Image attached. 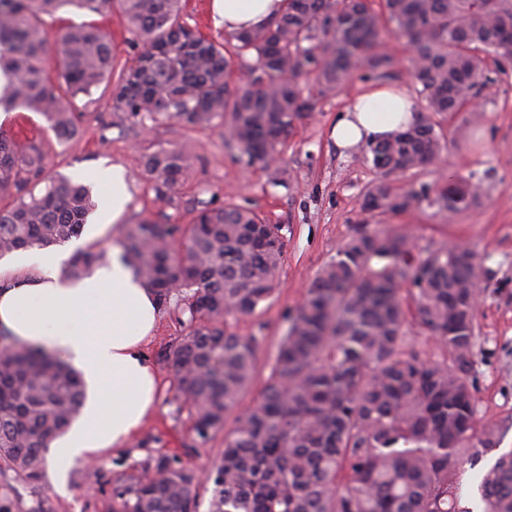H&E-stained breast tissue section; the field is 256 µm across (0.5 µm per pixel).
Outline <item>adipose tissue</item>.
Here are the masks:
<instances>
[{
	"instance_id": "ef3b65f1",
	"label": "adipose tissue",
	"mask_w": 512,
	"mask_h": 512,
	"mask_svg": "<svg viewBox=\"0 0 512 512\" xmlns=\"http://www.w3.org/2000/svg\"><path fill=\"white\" fill-rule=\"evenodd\" d=\"M212 9L225 32L236 33L268 25L281 15L283 0H212ZM415 119L405 90L376 86L350 99L330 137L340 154L349 155ZM81 247L74 241L0 262V333L74 366L88 387L81 417L52 443L49 466L61 482L71 462L120 447L134 435L158 392L142 352L158 314L153 291L116 258L95 264L80 282L64 280V263Z\"/></svg>"
}]
</instances>
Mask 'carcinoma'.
Here are the masks:
<instances>
[{
	"mask_svg": "<svg viewBox=\"0 0 512 512\" xmlns=\"http://www.w3.org/2000/svg\"><path fill=\"white\" fill-rule=\"evenodd\" d=\"M285 0L267 26L208 39L182 20L181 0H0V108L41 114L59 141L78 132L70 103L112 78L114 125L175 119L219 129L247 165L274 169L286 185L281 147L295 122L354 76L390 75L381 46L408 38L413 83L425 102L417 123L371 144L379 176L362 209L404 212L431 200L467 207L476 191L448 186L400 192L389 177L441 154L431 116L469 111L480 80L512 61V0ZM65 6L119 11L135 62L117 68L98 25L59 30L49 54L43 17ZM313 78L316 94L300 80ZM161 206L192 181L183 152L145 158ZM42 142L0 130V259L63 246L96 207L89 187L47 175ZM281 226L234 203L206 204L183 226L143 221L120 241L122 260L158 304L186 317L188 332L165 355L195 441L224 429L250 381L257 342L226 320L252 314L275 290ZM106 257L95 244L66 269L82 278ZM481 261L470 248L414 253L405 236L357 230L312 281L282 336L261 399L237 419L209 471V512H472L460 474L493 450L497 428L476 423L474 293ZM427 328L439 355L407 339L409 318ZM85 387L71 367L0 333V471L41 489L48 441L81 413ZM199 471L176 456H150L116 484L112 512H197ZM482 512H512V450L483 470Z\"/></svg>",
	"mask_w": 512,
	"mask_h": 512,
	"instance_id": "1",
	"label": "carcinoma"
}]
</instances>
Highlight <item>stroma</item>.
<instances>
[{"mask_svg":"<svg viewBox=\"0 0 512 512\" xmlns=\"http://www.w3.org/2000/svg\"><path fill=\"white\" fill-rule=\"evenodd\" d=\"M92 20L111 39L119 61L134 57L136 50L119 12L95 17L85 11L65 10L58 18L47 19L46 27L53 32ZM492 76L494 81L484 92L481 120L472 122L465 112L438 118L437 131L444 146L440 162L392 179L399 189L412 183L438 189L448 176L470 178L479 200L476 205L457 211L425 203L401 213L362 210V192L377 173L364 152L341 156L329 138V128L347 97L364 88L360 79L322 98L311 117L297 124L282 156V166L287 171L283 186L274 184L272 171L238 162L234 152L225 148L217 129L168 119L145 128L131 121L125 122L123 128L113 127V85L107 81L93 89L91 95L73 99L83 135L64 145L56 144L40 114L17 110L1 116L0 128L10 130L23 121L35 137L51 143L48 174L84 183L97 168L122 167L131 201L121 216V225L155 220L163 212L171 223L186 224L204 202H233L255 207L271 223L282 225L285 235L274 293L253 314L228 321L240 335L256 337L258 350L252 379L235 410L227 415L223 432L205 447L196 446L188 414L180 410L175 398L173 371L162 361L186 329L172 307L160 308L155 333L144 347L160 390L144 424L120 448L91 462L75 463L69 472V496L51 489L41 498L30 486L14 483L13 498L21 512H30L39 505L45 512H112L115 480L132 473L151 455L176 454L199 470L210 469L224 448L225 433L232 431L238 415L262 396L288 326L286 312L299 306L322 267L364 224L407 235L423 252L461 242L473 249L482 262L481 302L475 318L480 345L475 358L476 420L481 425H497L498 445L476 468L467 470L462 486L464 506L471 512H481L479 475L498 454L512 450V64L506 65L504 71H493ZM158 147L184 151L195 166L192 182L166 209L156 202L141 164L143 155ZM92 191L98 208L82 238L85 243L97 241L108 250H115L118 235L110 226L112 188L96 184Z\"/></svg>","mask_w":512,"mask_h":512,"instance_id":"obj_1","label":"stroma"}]
</instances>
